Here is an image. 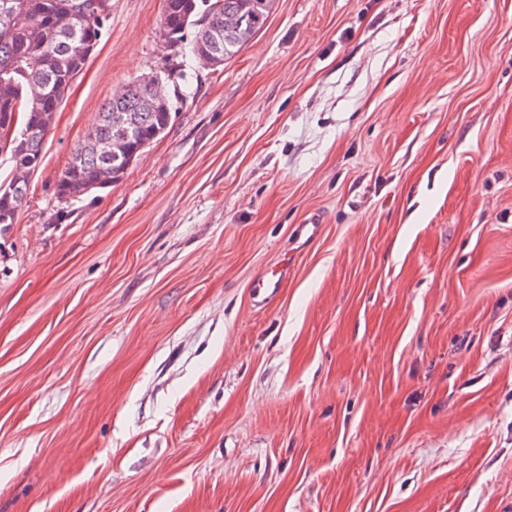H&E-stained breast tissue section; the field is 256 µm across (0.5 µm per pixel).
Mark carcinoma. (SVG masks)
Returning <instances> with one entry per match:
<instances>
[{
	"mask_svg": "<svg viewBox=\"0 0 512 512\" xmlns=\"http://www.w3.org/2000/svg\"><path fill=\"white\" fill-rule=\"evenodd\" d=\"M88 0H0V154L9 156L11 177L0 184V235L12 224L27 197L29 179L17 173L22 166L37 170L55 112L73 80L83 71L88 51L98 41L99 21L69 29L56 23L59 15ZM274 0H163L158 29L176 56L195 60L216 56L224 62L264 28ZM207 18L202 25L199 20ZM197 28L184 41L186 29ZM155 75L133 79L123 93L108 102L56 184L57 198L68 201L98 189L99 170L112 169V183L120 182L143 150L167 130L172 103L151 108L145 100ZM124 117L128 129L118 148L104 155L98 145L115 137L114 115Z\"/></svg>",
	"mask_w": 512,
	"mask_h": 512,
	"instance_id": "1",
	"label": "carcinoma"
}]
</instances>
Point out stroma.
Listing matches in <instances>:
<instances>
[{"instance_id":"obj_1","label":"stroma","mask_w":512,"mask_h":512,"mask_svg":"<svg viewBox=\"0 0 512 512\" xmlns=\"http://www.w3.org/2000/svg\"><path fill=\"white\" fill-rule=\"evenodd\" d=\"M110 4L0 235V512H512V0H274L216 69ZM178 67L165 134L59 200ZM157 76L169 81V74L163 77L158 73L133 79L125 84L121 95L114 97L99 112L86 137L73 148L71 159L57 181L58 199L68 201L105 188L98 184L97 176L106 165L112 169V185L120 182L143 150L165 133L172 114L170 98L152 108L145 105L151 83ZM115 114L124 117L128 134L117 149L105 156L98 145L112 142L115 137ZM287 269H280L279 271L267 272L252 283L253 298H261L260 302L272 301L277 297L280 291V284L283 276L286 274Z\"/></svg>"}]
</instances>
